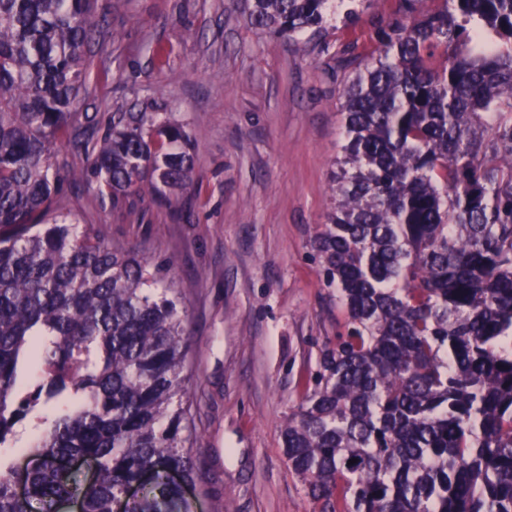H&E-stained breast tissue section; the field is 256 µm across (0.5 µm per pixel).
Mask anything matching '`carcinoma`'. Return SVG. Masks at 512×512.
Wrapping results in <instances>:
<instances>
[{
    "label": "carcinoma",
    "instance_id": "carcinoma-1",
    "mask_svg": "<svg viewBox=\"0 0 512 512\" xmlns=\"http://www.w3.org/2000/svg\"><path fill=\"white\" fill-rule=\"evenodd\" d=\"M425 2L398 0L370 58L336 56L345 141L316 251L343 322L281 426L322 512H512V0ZM94 4L0 0V512H114L131 484L126 512H193L176 260L109 246L59 197L79 177L115 211L170 206L195 188L194 136L151 110L99 137L74 111ZM334 14L246 0L291 42ZM28 423L22 467L4 449Z\"/></svg>",
    "mask_w": 512,
    "mask_h": 512
}]
</instances>
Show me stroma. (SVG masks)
<instances>
[{
  "label": "stroma",
  "mask_w": 512,
  "mask_h": 512,
  "mask_svg": "<svg viewBox=\"0 0 512 512\" xmlns=\"http://www.w3.org/2000/svg\"><path fill=\"white\" fill-rule=\"evenodd\" d=\"M396 0L327 40L253 28L245 0H96L93 65L77 111L173 113L195 138V196L175 208L64 199L108 244L175 257L188 311L184 373L203 512H320L290 471L282 420L334 342L339 315L314 248L341 153L336 54L370 55Z\"/></svg>",
  "instance_id": "obj_1"
}]
</instances>
